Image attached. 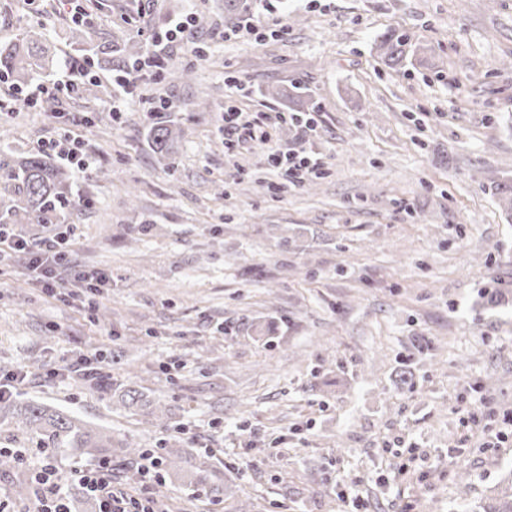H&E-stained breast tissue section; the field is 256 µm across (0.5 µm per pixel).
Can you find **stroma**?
Listing matches in <instances>:
<instances>
[{"label":"stroma","mask_w":512,"mask_h":512,"mask_svg":"<svg viewBox=\"0 0 512 512\" xmlns=\"http://www.w3.org/2000/svg\"><path fill=\"white\" fill-rule=\"evenodd\" d=\"M257 23L287 38L227 41L224 0H78L99 31L146 42L177 17L191 67L109 113L110 70L87 64L64 0H0V42L41 28L70 74L61 112H92L80 134L96 164L72 176L88 203L65 221L62 280L103 270L96 295L52 297L24 256L0 266V374L29 370L17 398L179 448L229 472L216 498L179 476L153 484L161 512H456L494 506L512 485V442L483 445L466 410L512 412V214L495 194L512 179V0H252ZM434 49L426 66L387 68L390 29ZM246 112L316 107L321 177L271 187L261 149L227 155L224 101ZM298 87L274 101L265 89ZM29 86L0 79V130L14 153L66 135L25 106ZM172 120V162L146 128ZM501 289L502 306L477 295ZM413 388L398 384L402 363ZM59 368V377H45ZM159 396L168 427L125 405V386ZM464 447L454 463L449 449ZM478 480L462 491L459 465Z\"/></svg>","instance_id":"35a3bbf8"}]
</instances>
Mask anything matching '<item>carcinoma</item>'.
Wrapping results in <instances>:
<instances>
[{"label": "carcinoma", "instance_id": "cac0c4a2", "mask_svg": "<svg viewBox=\"0 0 512 512\" xmlns=\"http://www.w3.org/2000/svg\"><path fill=\"white\" fill-rule=\"evenodd\" d=\"M71 41L87 59L112 68V55L123 59L139 56L141 46L130 38L109 33H91L77 24L71 28ZM387 65L401 66L411 58L424 61L421 54L430 48L412 46L404 32L390 30L380 36L377 44ZM50 69L48 47L41 36L29 34L0 43V76L10 77L16 84L34 81ZM180 130L169 121L152 124L146 140L162 158L173 154L172 147ZM69 171L52 163L45 155L29 153L13 157L0 151V224H61L64 213L83 202L69 191ZM16 425L22 433L36 438L45 448L60 455L96 457L114 448L132 459L146 454L128 439H115L112 433L97 431L79 418L36 402L18 404L10 397L0 398V422ZM213 473L207 461L197 467V484L208 492L220 491L211 481Z\"/></svg>", "mask_w": 512, "mask_h": 512}]
</instances>
